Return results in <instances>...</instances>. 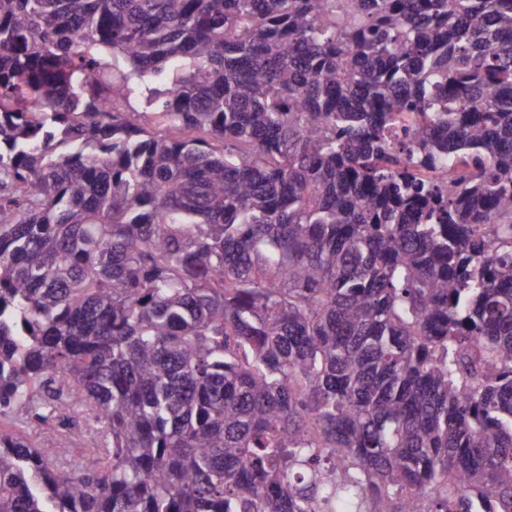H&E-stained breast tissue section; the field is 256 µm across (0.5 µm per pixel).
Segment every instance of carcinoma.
I'll list each match as a JSON object with an SVG mask.
<instances>
[{"instance_id":"1","label":"carcinoma","mask_w":512,"mask_h":512,"mask_svg":"<svg viewBox=\"0 0 512 512\" xmlns=\"http://www.w3.org/2000/svg\"><path fill=\"white\" fill-rule=\"evenodd\" d=\"M16 413L0 512H512V0H0ZM2 427L14 432H21L26 435L34 444L40 448H70L73 457L89 462L92 456L85 452L89 441L85 438L69 439L62 442H49L42 438L40 429L36 425L20 423L14 419L3 418Z\"/></svg>"}]
</instances>
